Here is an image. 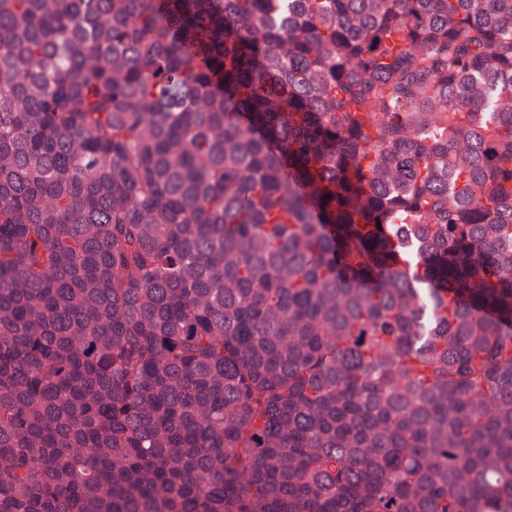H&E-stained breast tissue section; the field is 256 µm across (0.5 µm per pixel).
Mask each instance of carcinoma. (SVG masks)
Returning <instances> with one entry per match:
<instances>
[{
	"label": "carcinoma",
	"mask_w": 512,
	"mask_h": 512,
	"mask_svg": "<svg viewBox=\"0 0 512 512\" xmlns=\"http://www.w3.org/2000/svg\"><path fill=\"white\" fill-rule=\"evenodd\" d=\"M0 512H512V0H0Z\"/></svg>",
	"instance_id": "obj_1"
}]
</instances>
